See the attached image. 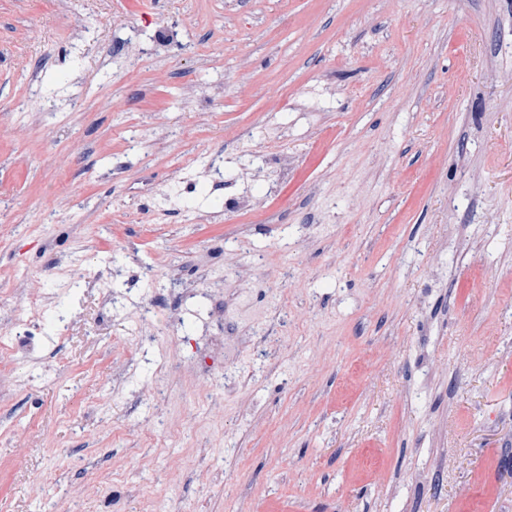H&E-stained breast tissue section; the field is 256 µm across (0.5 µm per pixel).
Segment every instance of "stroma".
Returning <instances> with one entry per match:
<instances>
[{
	"mask_svg": "<svg viewBox=\"0 0 512 512\" xmlns=\"http://www.w3.org/2000/svg\"><path fill=\"white\" fill-rule=\"evenodd\" d=\"M0 512H512V0H0Z\"/></svg>",
	"mask_w": 512,
	"mask_h": 512,
	"instance_id": "35a3bbf8",
	"label": "stroma"
}]
</instances>
